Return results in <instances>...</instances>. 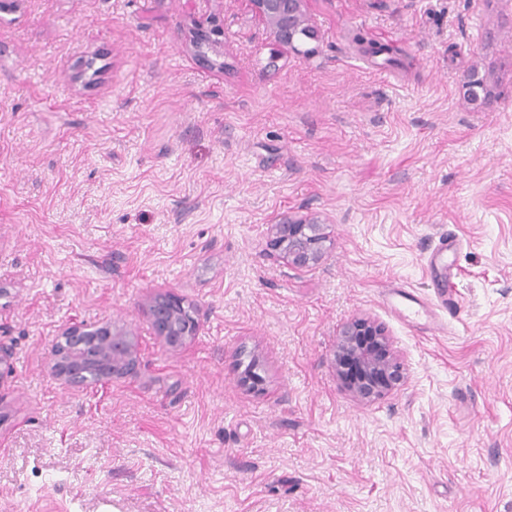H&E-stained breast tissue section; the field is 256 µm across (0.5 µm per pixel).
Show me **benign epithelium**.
Wrapping results in <instances>:
<instances>
[{
    "label": "benign epithelium",
    "instance_id": "obj_1",
    "mask_svg": "<svg viewBox=\"0 0 512 512\" xmlns=\"http://www.w3.org/2000/svg\"><path fill=\"white\" fill-rule=\"evenodd\" d=\"M255 13L264 23L272 40L279 46L297 52L303 39L317 40L316 28L306 10V0H250ZM218 28L196 26L190 43L201 60L214 64L209 54L223 56V45L216 39ZM464 98L483 107L492 98L487 76L472 69L462 81ZM324 222L315 215H284L270 226L268 246L272 256L296 268L319 264L325 253ZM155 331L165 345L178 348L196 335L199 320L196 310L177 295L154 296L147 303ZM89 332L84 324H73L62 332L64 338L76 342L63 344L54 351L53 371L70 385L106 382L117 376L134 373L140 366V354L134 334L122 326L99 327V340L94 353H88L79 338ZM330 364L352 395L369 403L385 396L404 381L399 355L392 347L386 329L368 317H354L340 328L332 350Z\"/></svg>",
    "mask_w": 512,
    "mask_h": 512
}]
</instances>
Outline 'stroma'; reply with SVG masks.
<instances>
[{"label":"stroma","instance_id":"35a3bbf8","mask_svg":"<svg viewBox=\"0 0 512 512\" xmlns=\"http://www.w3.org/2000/svg\"><path fill=\"white\" fill-rule=\"evenodd\" d=\"M307 12L311 55L249 0H0V512H512V0ZM214 16L220 69L187 45ZM286 212L326 219L322 264L270 256ZM355 316L406 372L372 403L330 365ZM72 323L130 329L138 371L63 383ZM462 89L464 98L473 106L482 108L492 98V89L486 75H481L477 68H473L463 79ZM147 309L155 335L171 348L184 345L199 329L196 310L177 295L154 296Z\"/></svg>","mask_w":512,"mask_h":512}]
</instances>
